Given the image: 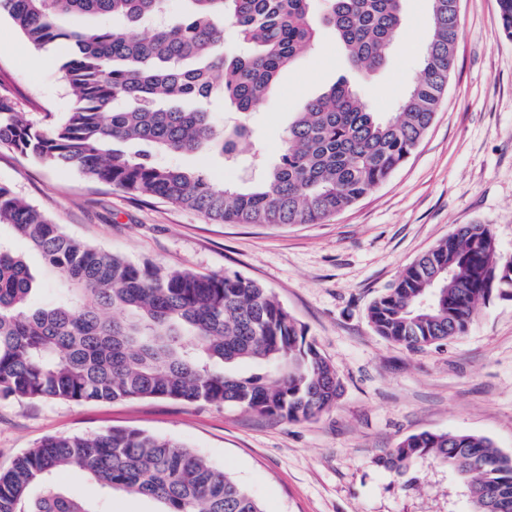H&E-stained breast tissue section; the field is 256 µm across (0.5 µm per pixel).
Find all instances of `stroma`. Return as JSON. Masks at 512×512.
<instances>
[{"mask_svg":"<svg viewBox=\"0 0 512 512\" xmlns=\"http://www.w3.org/2000/svg\"><path fill=\"white\" fill-rule=\"evenodd\" d=\"M459 10L455 71L430 128L385 182L317 224H221L0 148V183L69 236L135 262L236 272L264 285L342 384L330 408L299 422L203 402L0 398V469L48 436L127 428L183 442L224 468L264 512H466L447 469L423 467L409 489L374 459L421 431L482 435L512 453V296L493 293L467 336L418 352L384 340L367 318L371 302L406 267L462 225H487L512 256V38L497 0H459ZM403 11V30L371 78L349 66L335 32L323 28L247 117L212 100L217 125L247 126L235 166L216 151L160 154L157 162L228 185L261 178L282 153L295 112L340 79L372 111H394L420 73L429 40V0H404ZM67 51L63 40L34 50L0 16V93L36 124L54 123L72 106L59 71ZM59 481L97 512L160 509L143 497L105 493L77 472Z\"/></svg>","mask_w":512,"mask_h":512,"instance_id":"obj_1","label":"stroma"}]
</instances>
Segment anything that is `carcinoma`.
I'll use <instances>...</instances> for the list:
<instances>
[{
    "label": "carcinoma",
    "mask_w": 512,
    "mask_h": 512,
    "mask_svg": "<svg viewBox=\"0 0 512 512\" xmlns=\"http://www.w3.org/2000/svg\"><path fill=\"white\" fill-rule=\"evenodd\" d=\"M0 0L37 51L59 39L73 52L60 70L73 106L49 127L0 94V147L75 168L136 197H156L219 223L316 224L386 181L417 147L448 89L461 34L458 0H430L431 33L418 78L387 116L339 80L307 100L286 146L256 184L224 185L152 160L216 150L231 158L247 129L216 128L205 104L220 96L243 117L277 89L316 37L317 0ZM351 65L368 78L401 29L404 0H322ZM512 38V0H498ZM75 16L112 26L65 28ZM151 24L147 37L139 28ZM231 27L244 50L224 46ZM39 252L58 282L33 304L24 254L0 242V397L74 403L164 398L232 404L287 421L308 420L341 392L336 369L306 329L263 285L236 273L199 275L89 246L0 185V226ZM512 291V257L483 224L459 227L417 258L373 301L368 319L409 350L467 334L490 288ZM435 463L461 481L470 512H487L499 489L512 512V454L484 436L423 431L376 459L405 476ZM76 471L160 512H264L224 469L171 438L112 428L51 436L0 471V512H96L58 485Z\"/></svg>",
    "instance_id": "1"
}]
</instances>
